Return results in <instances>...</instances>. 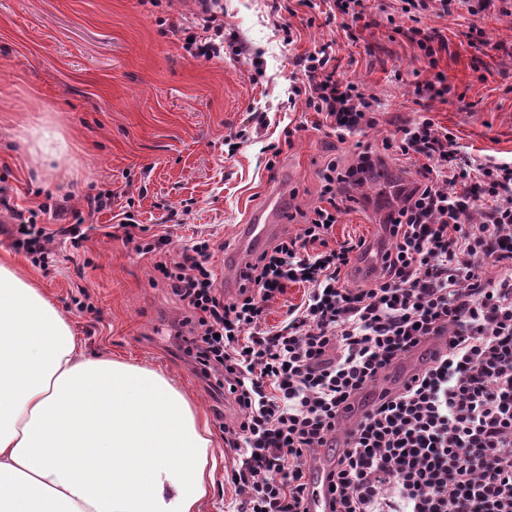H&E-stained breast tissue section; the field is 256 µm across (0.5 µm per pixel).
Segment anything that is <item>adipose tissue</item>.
<instances>
[{"label":"adipose tissue","mask_w":512,"mask_h":512,"mask_svg":"<svg viewBox=\"0 0 512 512\" xmlns=\"http://www.w3.org/2000/svg\"><path fill=\"white\" fill-rule=\"evenodd\" d=\"M19 139L39 173L70 158L54 122ZM217 466L173 377L87 356L44 290L0 263V512H199Z\"/></svg>","instance_id":"obj_1"}]
</instances>
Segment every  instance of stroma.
Segmentation results:
<instances>
[{"label":"stroma","mask_w":512,"mask_h":512,"mask_svg":"<svg viewBox=\"0 0 512 512\" xmlns=\"http://www.w3.org/2000/svg\"><path fill=\"white\" fill-rule=\"evenodd\" d=\"M270 2L224 0V25L258 54L257 73L249 55L195 59L172 36L170 24L197 11L196 0H162L156 7L139 0H0V188L24 210L50 198L86 211L87 195L113 193L111 209L88 214L83 248L56 239L59 262L47 272L12 247V221L0 213V261L38 279L88 354L151 365L200 405L221 453L201 512L234 506L225 476L236 456L223 444V426L237 411L185 357L180 339L189 333L187 311L158 281L154 255L111 236L115 215L133 209L150 233L169 235L171 261L198 238H209L220 276L240 248L242 225L269 194L288 210L283 233L295 234L302 212L319 200L326 164L347 169L403 120L428 115L452 132L464 157L512 161V0H490L475 14L452 0L447 13L421 16L420 27L435 28L447 44L438 69L450 87L446 100L425 108L416 104L414 87L430 73L403 34L411 22L395 15L394 0H365L366 19L351 35L340 21L299 7L301 22L289 45L273 27ZM310 16L309 27L303 20ZM473 27L482 31L483 44L470 45L466 34ZM327 43L338 74L358 79L381 112L377 129L343 143L321 115L288 103L294 58ZM252 106L267 112L269 125L226 157L225 135L246 124ZM45 119L60 125L72 160L38 178L27 169L16 130ZM288 126L296 130L293 143L267 170L266 147L282 143ZM381 170L391 183L350 187L333 242L360 235L367 246L388 247L383 216L414 164L392 156ZM82 289L99 308L98 318L72 304Z\"/></svg>","instance_id":"obj_1"}]
</instances>
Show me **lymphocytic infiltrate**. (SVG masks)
Returning <instances> with one entry per match:
<instances>
[{"label":"lymphocytic infiltrate","mask_w":512,"mask_h":512,"mask_svg":"<svg viewBox=\"0 0 512 512\" xmlns=\"http://www.w3.org/2000/svg\"><path fill=\"white\" fill-rule=\"evenodd\" d=\"M399 2L412 22L407 37L435 71L414 94L444 99L437 34L418 21L451 0ZM198 3L187 25L171 28L190 55L249 54L224 30L223 0ZM335 60L329 45L296 57L292 94L343 142L380 118ZM382 149L413 160L418 178L400 191L390 245L362 283L348 280L362 241L330 242L336 187L347 181L333 162L320 205L251 261L234 298L215 286L208 239L155 264L188 312L185 355L238 409L224 429L237 456L227 474L233 512H307L308 475L333 449L345 413L430 336L445 339L439 358L368 405L334 450L333 512H512V162L462 160L454 136L426 116L398 126ZM0 208L15 221L14 247L41 270L56 263L55 235L75 248L87 238L80 216L58 233L39 224L42 215L62 219L64 203L24 212L1 195ZM292 284L304 287L303 301L264 327L270 303Z\"/></svg>","instance_id":"lymphocytic-infiltrate-1"}]
</instances>
